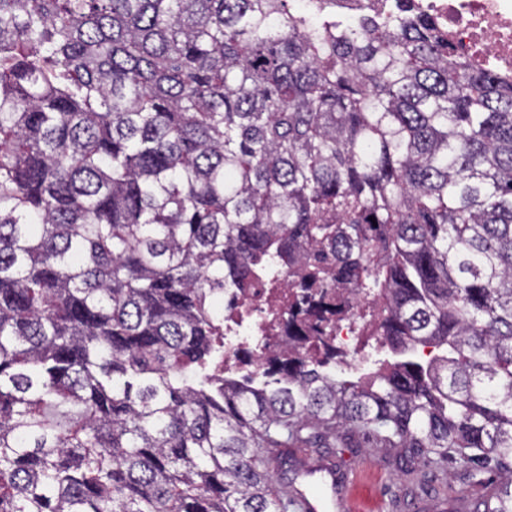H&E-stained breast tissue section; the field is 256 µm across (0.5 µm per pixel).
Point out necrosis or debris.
I'll return each mask as SVG.
<instances>
[{
  "instance_id": "1",
  "label": "necrosis or debris",
  "mask_w": 512,
  "mask_h": 512,
  "mask_svg": "<svg viewBox=\"0 0 512 512\" xmlns=\"http://www.w3.org/2000/svg\"><path fill=\"white\" fill-rule=\"evenodd\" d=\"M415 4L474 64L512 78V0H415ZM301 300L300 289L289 287L283 275L257 284L244 295L225 293L221 370L250 375L261 370L270 356L287 352L285 321L289 308ZM325 301L328 311L307 322L304 353L318 357L328 345L336 351L340 370L371 364L381 350V339L364 317L375 308V300L332 288ZM250 339L255 348L252 358L245 360L240 351Z\"/></svg>"
}]
</instances>
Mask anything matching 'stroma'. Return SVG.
<instances>
[{"label":"stroma","instance_id":"1","mask_svg":"<svg viewBox=\"0 0 512 512\" xmlns=\"http://www.w3.org/2000/svg\"><path fill=\"white\" fill-rule=\"evenodd\" d=\"M313 459L333 460L341 470L369 466L379 512H472L489 479L453 461L444 470L420 467L403 448H291L272 467L277 485L304 487L303 470Z\"/></svg>","mask_w":512,"mask_h":512}]
</instances>
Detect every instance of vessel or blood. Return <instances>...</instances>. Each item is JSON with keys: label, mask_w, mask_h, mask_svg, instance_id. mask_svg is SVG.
Here are the masks:
<instances>
[{"label": "vessel or blood", "mask_w": 512, "mask_h": 512, "mask_svg": "<svg viewBox=\"0 0 512 512\" xmlns=\"http://www.w3.org/2000/svg\"><path fill=\"white\" fill-rule=\"evenodd\" d=\"M316 471L318 476L311 491L295 486L286 488L285 494L295 512H359L350 488L361 478V471L348 473L341 481L336 478L334 466L320 465Z\"/></svg>", "instance_id": "obj_1"}]
</instances>
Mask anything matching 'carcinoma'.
Wrapping results in <instances>:
<instances>
[{
	"label": "carcinoma",
	"instance_id": "cac0c4a2",
	"mask_svg": "<svg viewBox=\"0 0 512 512\" xmlns=\"http://www.w3.org/2000/svg\"><path fill=\"white\" fill-rule=\"evenodd\" d=\"M294 2L0 0V512H288L260 449L353 431L512 512V79ZM273 263L392 359L217 375Z\"/></svg>",
	"mask_w": 512,
	"mask_h": 512
}]
</instances>
